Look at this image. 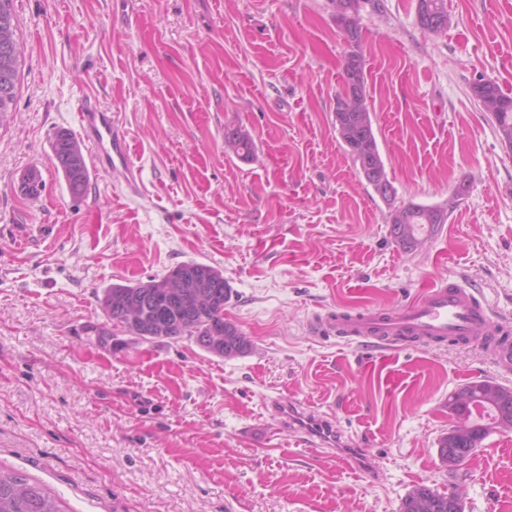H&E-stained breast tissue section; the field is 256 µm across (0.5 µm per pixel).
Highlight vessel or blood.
<instances>
[{
  "mask_svg": "<svg viewBox=\"0 0 512 512\" xmlns=\"http://www.w3.org/2000/svg\"><path fill=\"white\" fill-rule=\"evenodd\" d=\"M78 135L88 145L93 173L118 172L121 191L128 196L140 191V175L130 159L126 135L112 112L83 101L77 114ZM317 332L328 331L339 338L371 343L391 350L398 342L441 344L459 340L483 347L501 371L512 370V321L494 320L477 293L457 282L439 281L424 294L399 309L347 312L328 319H315ZM280 426H291L303 435L319 433L324 447L336 445L337 430L327 417H296L292 406L274 410Z\"/></svg>",
  "mask_w": 512,
  "mask_h": 512,
  "instance_id": "1",
  "label": "vessel or blood"
}]
</instances>
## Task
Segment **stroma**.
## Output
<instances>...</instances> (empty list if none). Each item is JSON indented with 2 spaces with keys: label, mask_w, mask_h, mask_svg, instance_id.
<instances>
[{
  "label": "stroma",
  "mask_w": 512,
  "mask_h": 512,
  "mask_svg": "<svg viewBox=\"0 0 512 512\" xmlns=\"http://www.w3.org/2000/svg\"><path fill=\"white\" fill-rule=\"evenodd\" d=\"M13 8L25 55L0 124V468L62 512H399L418 484L463 491L465 512H512V432L455 472L438 458L449 395L512 376L454 341L383 351L311 328L448 276L512 318V147L471 96L481 79L512 94V0H448L438 36L416 0L360 11L393 205L449 215L413 251L336 139L347 45L331 0ZM85 99L116 113L138 196L113 173L70 193L51 137L75 131ZM229 127L251 134L249 160L225 153ZM34 170L32 200L15 188ZM187 262L223 272L246 355L100 341L104 288ZM274 399L333 414L366 465L302 444Z\"/></svg>",
  "instance_id": "35a3bbf8"
}]
</instances>
